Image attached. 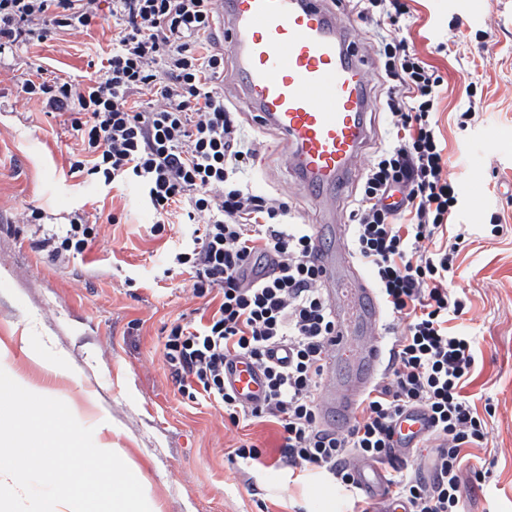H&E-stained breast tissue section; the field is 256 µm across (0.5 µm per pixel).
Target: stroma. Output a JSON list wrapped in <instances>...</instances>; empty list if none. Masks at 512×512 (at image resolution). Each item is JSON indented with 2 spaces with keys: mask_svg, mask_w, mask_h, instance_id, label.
<instances>
[{
  "mask_svg": "<svg viewBox=\"0 0 512 512\" xmlns=\"http://www.w3.org/2000/svg\"><path fill=\"white\" fill-rule=\"evenodd\" d=\"M335 2L360 33L356 51L369 64L373 97L383 100L381 62L367 48L373 31L359 17L362 6ZM406 2L404 33L443 79L436 131L444 157L463 174L471 150L483 149L485 199L464 205L448 227L452 235L466 231L448 279L468 305L449 325L475 342L477 368L465 392L476 408L495 407L486 420V443L471 448L462 465L460 506L463 512H512V144L490 138L492 131L512 129V0H492L485 16L469 21L464 0ZM486 31L499 50L490 61L480 52ZM113 32L107 22L28 46L0 65V368L65 402L80 424L93 428L96 446L120 449L148 489L152 512L344 510L347 499L327 500V480L308 470L296 478L278 465V425L240 429L179 392L164 357L166 336L205 305L188 274L157 276L169 243L182 238L181 224L151 236L155 216L137 189L103 187L71 172L75 139L41 103L15 99L19 81L40 65L79 81L94 75L89 62L108 50ZM474 79L482 86L479 114L464 127L459 111ZM242 124L257 142L254 188L285 198L292 222L315 223L314 207L291 187L275 134L249 115ZM85 204L118 216V223L103 226L104 242L66 265L32 247L21 222L26 207H42L61 224ZM495 216L501 222L496 235L490 232ZM246 441L261 449V466L247 469L234 458L233 448ZM479 471L484 480H476Z\"/></svg>",
  "mask_w": 512,
  "mask_h": 512,
  "instance_id": "stroma-1",
  "label": "stroma"
}]
</instances>
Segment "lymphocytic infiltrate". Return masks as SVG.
Wrapping results in <instances>:
<instances>
[{"label":"lymphocytic infiltrate","mask_w":512,"mask_h":512,"mask_svg":"<svg viewBox=\"0 0 512 512\" xmlns=\"http://www.w3.org/2000/svg\"><path fill=\"white\" fill-rule=\"evenodd\" d=\"M363 12L384 29L370 49L384 61L390 127L355 195L349 246L369 268L381 306L405 327L342 432L320 426L318 392L335 320L312 227L291 223L287 202L235 177L255 150L224 100V53L209 44L215 0H0V59L107 19L116 28L94 77L27 78L17 96L63 117L82 153L72 169L106 186L138 187L157 217L152 235L175 209L190 227V243L167 251L163 271L188 273L194 295L218 305L207 320L169 331L165 358L181 393L235 426L277 424L280 462L312 466L344 492L352 512H372L355 479L358 464L385 459L393 463L387 492L408 512H461V452L488 435L463 392L474 340L447 328L449 315L465 310L448 291L465 235L445 244L439 238L462 205L461 178L436 133L441 78L400 31L404 0H366ZM403 213L409 223H399ZM44 217L32 205L22 214L35 248L56 261L82 257L101 235L81 209L65 224ZM241 354L266 373L265 398L253 407L224 384L225 360ZM410 408L426 412L439 442L429 483L395 461L393 425Z\"/></svg>","instance_id":"obj_1"}]
</instances>
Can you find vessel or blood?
I'll return each mask as SVG.
<instances>
[{"instance_id":"1","label":"vessel or blood","mask_w":512,"mask_h":512,"mask_svg":"<svg viewBox=\"0 0 512 512\" xmlns=\"http://www.w3.org/2000/svg\"><path fill=\"white\" fill-rule=\"evenodd\" d=\"M329 2L220 0L239 105L279 133L294 190L320 212L316 261L336 335L318 401L322 425L338 431L350 424L372 384L384 344L378 334L383 311L355 267L336 214V200L365 156L376 102L369 67L354 50L353 28ZM224 378L245 405L264 396L263 371L248 357L227 360ZM430 431L424 411L407 410L397 422L395 445L422 447ZM356 479L371 499L386 500L385 512H405L404 503L386 498L382 465L361 464Z\"/></svg>"}]
</instances>
